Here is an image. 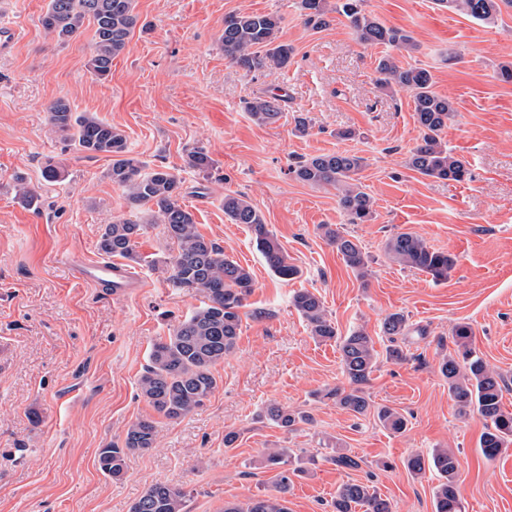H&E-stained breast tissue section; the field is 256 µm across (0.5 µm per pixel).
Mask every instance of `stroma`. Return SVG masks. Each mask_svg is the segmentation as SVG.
Returning a JSON list of instances; mask_svg holds the SVG:
<instances>
[{
  "label": "stroma",
  "mask_w": 512,
  "mask_h": 512,
  "mask_svg": "<svg viewBox=\"0 0 512 512\" xmlns=\"http://www.w3.org/2000/svg\"><path fill=\"white\" fill-rule=\"evenodd\" d=\"M46 6L0 0V32L15 34L0 46V512H130L156 482L187 490L183 512H224L225 503L272 492L278 471L264 462L271 448L315 460L294 478L288 512H332L337 489L353 480L374 486L394 512H434L437 474H413L405 461L437 448L459 460L464 512H512V447L493 460L483 455L484 418L459 414L439 372L455 349L453 326L470 324L512 411V82L497 77L512 63V5L501 4L485 24L436 0L362 3L384 26L412 36L414 49L395 53L399 64L428 69L435 91L453 102L443 139L470 170L462 183L407 168L421 140L410 95L379 88L383 49L360 42L342 14L330 12L329 26L315 30L299 0H135L138 22L100 80L88 67L92 23L58 43L40 23ZM248 13L281 16L278 40L293 49L287 68L249 73L225 58V16ZM273 90L284 96V116L256 124L245 105ZM60 98L121 129L139 160L177 172L199 232L253 274L248 302L266 315L243 318L234 352L214 369L216 390L184 419L156 414L138 380L152 344L203 296L173 285L177 245L158 225L136 247L143 291L79 279L76 263L105 259L104 226L145 211L112 184L107 158L86 157L54 132L47 108ZM298 115L308 134L295 132ZM344 129L353 137L340 138ZM195 147L212 158L210 175L189 166ZM336 151L366 160L360 180L375 201L368 223H347L334 189L289 172L299 158ZM50 159L64 181L43 179ZM19 177L35 190V205L16 198ZM232 192L261 212L299 268L296 279L274 276L252 232L227 219L223 200ZM324 224L359 239L367 279L323 238ZM407 229L454 256L447 282L386 257V240ZM302 288L321 296L340 335L373 336L381 356L363 390L371 406L405 416L403 432L325 398L347 381L335 341L313 339L291 304ZM395 312L412 327L400 362L385 357L381 331ZM271 405L312 421L281 429L265 417ZM140 418L154 420L157 447L130 453L120 478L105 475L99 448L122 442ZM229 431L239 439L228 449ZM338 451L359 468L337 466Z\"/></svg>",
  "instance_id": "obj_1"
}]
</instances>
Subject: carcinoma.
Wrapping results in <instances>:
<instances>
[{"instance_id": "carcinoma-1", "label": "carcinoma", "mask_w": 512, "mask_h": 512, "mask_svg": "<svg viewBox=\"0 0 512 512\" xmlns=\"http://www.w3.org/2000/svg\"><path fill=\"white\" fill-rule=\"evenodd\" d=\"M448 10L469 18L491 22L499 12L498 0H436ZM362 0H340L335 11L350 22L359 39L370 45H384L412 49L409 35L387 28L361 9ZM134 0H48L41 17L43 28L65 41L75 35L85 21L94 26V49L89 60L90 70L104 78L112 71V60L126 47L136 26ZM305 23L314 29L329 26L327 0H300ZM282 18L271 13L235 14L224 18L221 47L224 56L247 72L288 66L292 47L276 42ZM376 71L383 88L397 87L410 93L413 112L422 132L421 143L411 152L407 161L410 170L425 176L451 182H464L470 171L464 161L448 150L442 133L455 117L453 103L433 89L429 70L397 65L385 54L378 59ZM282 98L267 94L247 103V112L260 125L277 123L282 117ZM50 122L76 150L89 157L100 155L110 160L107 176L112 184L121 187L129 202L149 206L146 222L116 219L106 225L99 239V249L109 257L142 261L136 252V239L144 232L145 224H160L167 237L178 245L171 262V280L178 288L204 294L205 301L191 315L179 321L167 336L154 343L149 362L139 379L140 396L155 412L170 420L183 418L204 405L217 388L213 373L216 364L224 361L237 344L241 332V310L253 290V278L248 269L224 253V248L206 238L197 229L191 210L179 202L181 180L177 173L165 166L145 170V165L130 155L126 136L111 123L91 113L72 111L70 104L58 99L48 107ZM191 166L201 172L212 167L208 153L198 148L190 154ZM365 159L347 152L313 155L291 169L295 178L313 186H329L337 190L340 206L350 224H365L372 219L373 200L362 189L358 174ZM224 215L234 224H245L254 235L258 250L270 271L278 278L291 280L300 270L289 262L277 237L267 229L260 212L243 196L224 195ZM323 234L336 248L345 265L365 278L369 258L359 240L338 229L322 225ZM390 261L427 273L436 282L448 280L455 266L450 254L428 245L425 239L412 231L397 232L385 243ZM291 304L305 319L311 336L326 342L336 340L340 352L342 373L349 388L336 387L325 396L354 415H364L370 408L359 385L373 373L379 352L375 341L365 330L359 329L346 336L338 335L336 326L328 319L320 296L303 288L291 297ZM383 335L395 341L407 335L408 324L404 314L388 315L381 327ZM453 343L457 354L440 363V373L448 381V392L465 414L477 412L486 421V430L480 441L484 456L495 459L504 448L512 446V412L501 405V377L490 370L481 356L472 348L473 331L469 324L453 328ZM382 427L400 433L406 420L397 411L381 407L376 412ZM267 417L276 426L291 430L311 417L303 412L272 405ZM157 427L150 419L131 423L119 444L99 449L98 461L103 473L118 477L123 471L126 456L138 450L155 447ZM266 463L280 467L275 493L258 496L246 506L227 503L224 512H287L282 494L288 492L292 477L303 472L291 463L290 450H271ZM409 471L420 474L430 467L440 477L434 496V512H462L457 489L458 461L446 449L433 451L430 458L419 455L408 458ZM186 492L167 482H155L137 499L131 512H182ZM393 512L391 502L370 486L351 481L341 485L333 501V512Z\"/></svg>"}]
</instances>
